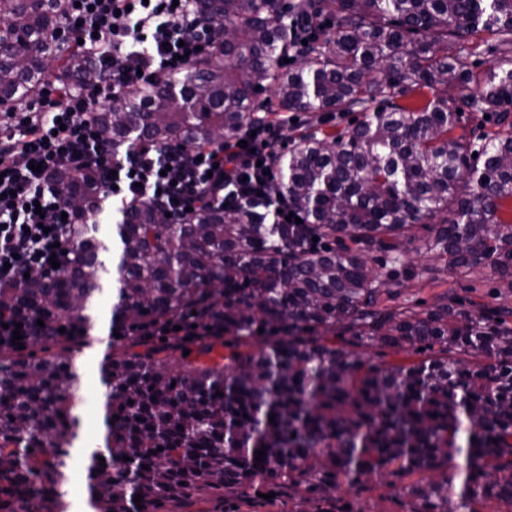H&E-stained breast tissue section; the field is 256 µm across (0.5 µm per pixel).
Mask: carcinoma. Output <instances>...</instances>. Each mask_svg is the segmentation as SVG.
<instances>
[{
  "label": "carcinoma",
  "instance_id": "cac0c4a2",
  "mask_svg": "<svg viewBox=\"0 0 512 512\" xmlns=\"http://www.w3.org/2000/svg\"><path fill=\"white\" fill-rule=\"evenodd\" d=\"M196 8L224 25L211 52L98 112L112 141L192 148L236 141L260 112L363 116L311 126L273 153L276 192L302 224L248 207L165 224L159 206L136 201L112 227V268L97 225L82 223L63 273L0 285V315L53 329L38 354L29 340L0 347V512H67L75 461L96 512L262 486L326 503L377 484L400 488L405 512H479L489 500L512 512V309L448 297L423 311L381 306L426 259L450 276L485 269L512 291V58L478 73L472 60L489 39L512 53V0ZM64 9L0 0V106L36 96L51 66L58 79L86 77L83 53L57 34ZM311 27L303 58L284 63ZM476 112L495 114V128L461 126ZM54 182L80 218L99 207L94 172ZM109 273L112 343L123 345L101 365L105 450L86 462L74 357ZM63 323L71 334L54 332ZM181 323L198 333L161 341ZM363 348L403 358L376 362Z\"/></svg>",
  "mask_w": 512,
  "mask_h": 512
}]
</instances>
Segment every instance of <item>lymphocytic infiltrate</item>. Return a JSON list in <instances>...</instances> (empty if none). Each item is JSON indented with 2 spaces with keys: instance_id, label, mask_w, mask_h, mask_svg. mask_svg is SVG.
Masks as SVG:
<instances>
[{
  "instance_id": "lymphocytic-infiltrate-1",
  "label": "lymphocytic infiltrate",
  "mask_w": 512,
  "mask_h": 512,
  "mask_svg": "<svg viewBox=\"0 0 512 512\" xmlns=\"http://www.w3.org/2000/svg\"><path fill=\"white\" fill-rule=\"evenodd\" d=\"M61 34L79 43L92 84L55 80L26 111L0 113V284L52 274L67 262L75 215L52 176L93 171L102 203H159L174 219L202 206L265 210L286 221L287 201L273 192L270 164L277 128L253 126L240 143L178 148L158 141L113 143L96 115L105 103L150 77L185 69L205 57L218 28L195 0H65Z\"/></svg>"
}]
</instances>
